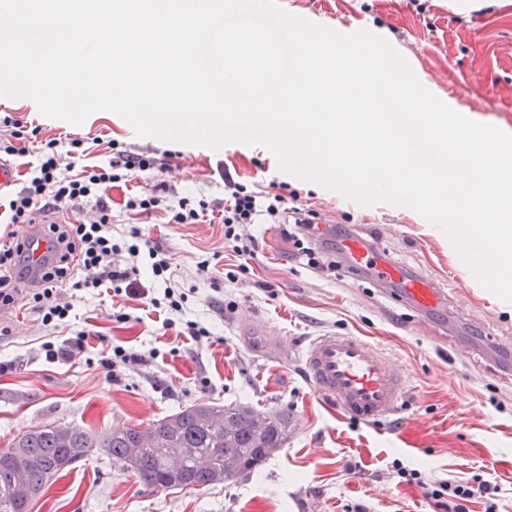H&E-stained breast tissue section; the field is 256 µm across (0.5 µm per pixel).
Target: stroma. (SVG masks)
Wrapping results in <instances>:
<instances>
[{
	"mask_svg": "<svg viewBox=\"0 0 512 512\" xmlns=\"http://www.w3.org/2000/svg\"><path fill=\"white\" fill-rule=\"evenodd\" d=\"M286 11L321 15L326 26L382 33L402 55L419 52L416 76L449 98L460 83L475 93L469 114L512 133V0H285ZM24 125L39 126L40 139L81 138L88 164L107 160L110 142L174 152L171 169L141 175L110 189L112 230L139 224L169 251L176 281L188 292L184 318L206 324L216 342L182 349L177 328H163L141 301L87 288L75 292L74 309L60 327L43 326L27 293L0 315V448L25 431L50 423L91 431L148 426L192 402L244 404L289 413L288 439L250 474L214 487L161 491L96 452L49 484L32 512H426L421 490L399 484L396 466L444 480L483 464L505 489L502 512H512V382L496 366L501 346L512 349V303L485 290L461 262L445 235L407 207L358 204L337 191L281 171L264 147L230 142L201 145L138 136L111 111L92 113L79 125L43 116L31 99L0 98V110ZM254 191L270 183L297 190L322 220L377 234V247L408 274L430 278L448 300L438 332L422 336L407 302L376 281L340 269L322 274L289 259L291 242L279 225L254 224L259 241L249 271L234 282L224 275L236 258L224 251L220 224H169L163 214L146 218L124 201L142 187L166 182L171 201H211L224 196L222 170ZM209 260L208 272L197 269ZM275 286L274 294L261 282ZM236 301V311L226 305ZM125 320L112 316L114 308ZM83 329L107 343L157 352L150 366L107 378L98 360L47 358L43 342ZM363 336L390 353L408 373L398 417L368 426L325 405L306 380L300 354L323 333ZM473 354L454 352L456 337ZM207 386H200V379ZM355 473H347V466Z\"/></svg>",
	"mask_w": 512,
	"mask_h": 512,
	"instance_id": "35a3bbf8",
	"label": "stroma"
}]
</instances>
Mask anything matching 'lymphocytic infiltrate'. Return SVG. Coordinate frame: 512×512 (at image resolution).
Listing matches in <instances>:
<instances>
[{
    "label": "lymphocytic infiltrate",
    "mask_w": 512,
    "mask_h": 512,
    "mask_svg": "<svg viewBox=\"0 0 512 512\" xmlns=\"http://www.w3.org/2000/svg\"><path fill=\"white\" fill-rule=\"evenodd\" d=\"M111 152L105 164L79 167L76 159L86 154L83 140L71 139L64 155L58 152L57 139L42 142L36 166L31 167L22 187L0 207L13 226L10 240L0 245L1 305L13 304L20 284L28 281L32 284L31 298L47 325L67 319L72 307L69 291L85 288L143 299L157 310L182 311L185 294L174 281L162 244L137 225L130 226L121 237H113L112 207L101 192L102 185L127 183L134 175L168 168L174 155L153 149L128 150L116 142L112 143ZM167 193V185L160 182L129 197L125 206L140 214L164 212L172 224H198L208 216L219 219L224 226L225 247L243 257L253 256L257 244L241 229L262 218L282 225L284 237L293 245L294 258L305 260L307 266L320 271L340 268L337 241L352 234L345 224L331 229L321 227L318 212L300 203L297 193L271 196L250 191L229 175L224 178V198L220 201L202 199L194 204L184 197L173 207L167 203ZM88 204L95 209L90 220L83 217ZM38 212L70 213L74 220L46 225L43 234L52 240L54 254L33 279L25 257L24 230ZM145 262L149 263L153 278L165 284L162 297H155L153 288L141 281L140 267ZM397 475L406 484L421 488L433 512H466L467 504L475 499L482 500L484 512H498L502 488L486 478L484 469H477L468 477L441 481L423 478L414 469H398Z\"/></svg>",
    "instance_id": "f902f5d3"
}]
</instances>
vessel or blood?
I'll use <instances>...</instances> for the list:
<instances>
[{"instance_id":"obj_1","label":"vessel or blood","mask_w":512,"mask_h":512,"mask_svg":"<svg viewBox=\"0 0 512 512\" xmlns=\"http://www.w3.org/2000/svg\"><path fill=\"white\" fill-rule=\"evenodd\" d=\"M339 247L347 265L355 270L365 269L373 257L372 251L356 237L341 239ZM377 273L383 281H403L404 297L423 314L418 321L419 329L432 331L428 316L444 300L434 282L422 276L405 277L391 263L379 265ZM302 361L314 391L334 404L344 417L374 425L400 412L407 377L386 353L363 337L338 333L316 337L303 351Z\"/></svg>"}]
</instances>
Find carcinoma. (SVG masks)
Segmentation results:
<instances>
[{
  "label": "carcinoma",
  "instance_id": "carcinoma-1",
  "mask_svg": "<svg viewBox=\"0 0 512 512\" xmlns=\"http://www.w3.org/2000/svg\"><path fill=\"white\" fill-rule=\"evenodd\" d=\"M288 411L193 403L141 429L45 425L26 431L0 456V512H30L47 484L100 449L157 489L215 486L253 471L288 437Z\"/></svg>",
  "mask_w": 512,
  "mask_h": 512
}]
</instances>
